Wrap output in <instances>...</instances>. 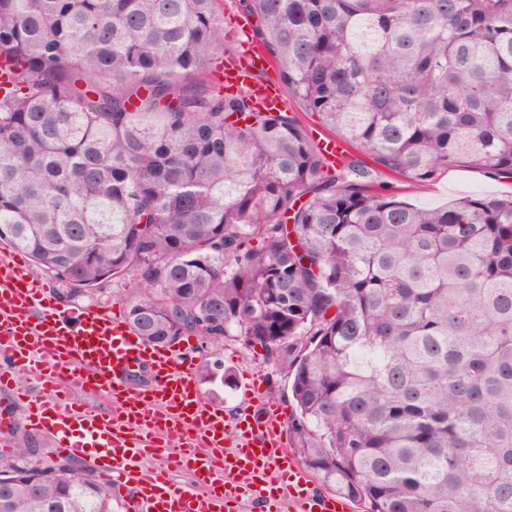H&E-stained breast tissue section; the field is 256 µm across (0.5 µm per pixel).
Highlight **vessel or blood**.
<instances>
[{"mask_svg": "<svg viewBox=\"0 0 512 512\" xmlns=\"http://www.w3.org/2000/svg\"><path fill=\"white\" fill-rule=\"evenodd\" d=\"M268 61L255 50L224 67L223 82L249 89L264 109L288 99L277 83H256ZM150 380L135 384L137 371ZM25 406V423L50 436L59 453L93 456L105 478L132 489L126 512H349L316 491L288 450L284 420L262 384L246 385L243 403L258 411L225 416L202 393L182 346L148 344L121 315L98 307L60 309L42 280L14 257L0 262V388ZM101 395L105 412L85 403ZM187 474L175 485L170 469Z\"/></svg>", "mask_w": 512, "mask_h": 512, "instance_id": "1", "label": "vessel or blood"}]
</instances>
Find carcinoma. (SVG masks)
<instances>
[{"mask_svg": "<svg viewBox=\"0 0 512 512\" xmlns=\"http://www.w3.org/2000/svg\"><path fill=\"white\" fill-rule=\"evenodd\" d=\"M305 111L214 69L224 0H0V241L66 298L135 274L159 346L288 369L292 454L363 512H512V195L419 209L377 169L512 178V0H239ZM258 245H252L253 241ZM17 433L0 512H122Z\"/></svg>", "mask_w": 512, "mask_h": 512, "instance_id": "carcinoma-1", "label": "carcinoma"}]
</instances>
